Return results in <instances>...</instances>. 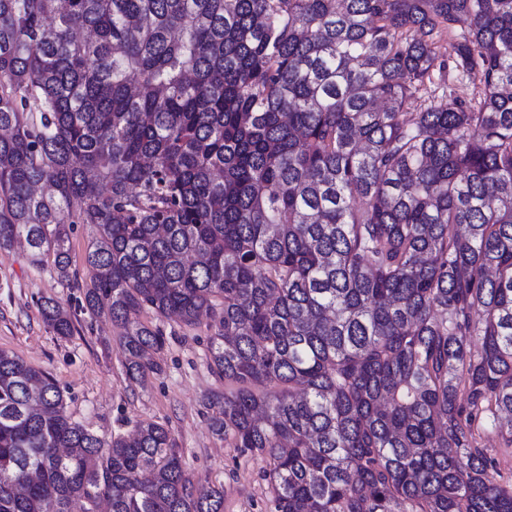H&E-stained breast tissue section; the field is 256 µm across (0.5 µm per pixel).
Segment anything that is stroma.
<instances>
[{
    "instance_id": "stroma-1",
    "label": "stroma",
    "mask_w": 512,
    "mask_h": 512,
    "mask_svg": "<svg viewBox=\"0 0 512 512\" xmlns=\"http://www.w3.org/2000/svg\"><path fill=\"white\" fill-rule=\"evenodd\" d=\"M71 314L72 336H56L42 317L45 299ZM82 291L61 281L52 263H32L27 251L0 250V349L45 371L63 392L66 413L97 435L126 434L141 421L168 427L195 487L224 490V512H266L270 488L262 478L268 460L240 453L209 426L205 397L224 388L208 365L206 325L142 314L167 340L162 371L145 385L129 382L114 343L119 330L108 318L81 307Z\"/></svg>"
}]
</instances>
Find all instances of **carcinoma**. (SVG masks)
<instances>
[{
	"label": "carcinoma",
	"instance_id": "cac0c4a2",
	"mask_svg": "<svg viewBox=\"0 0 512 512\" xmlns=\"http://www.w3.org/2000/svg\"><path fill=\"white\" fill-rule=\"evenodd\" d=\"M456 28L479 84L447 99ZM75 224L129 381L162 371L142 313L207 317L235 385L210 428L268 458L267 512H512L477 439L512 414V0H0V248L70 282ZM103 501L224 512V489L0 350V512Z\"/></svg>",
	"mask_w": 512,
	"mask_h": 512
}]
</instances>
